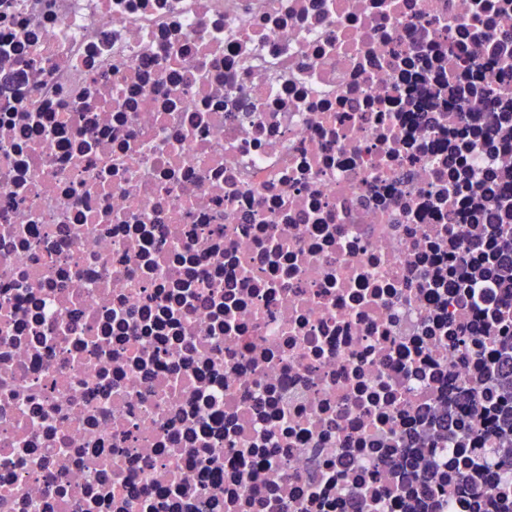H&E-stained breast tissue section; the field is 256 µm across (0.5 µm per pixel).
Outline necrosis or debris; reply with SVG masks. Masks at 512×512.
<instances>
[{"instance_id": "necrosis-or-debris-1", "label": "necrosis or debris", "mask_w": 512, "mask_h": 512, "mask_svg": "<svg viewBox=\"0 0 512 512\" xmlns=\"http://www.w3.org/2000/svg\"><path fill=\"white\" fill-rule=\"evenodd\" d=\"M512 0H0V512H482ZM477 52L492 69L469 70ZM470 107L424 111L434 85ZM469 290L449 294V280ZM467 390L443 412L449 385Z\"/></svg>"}]
</instances>
